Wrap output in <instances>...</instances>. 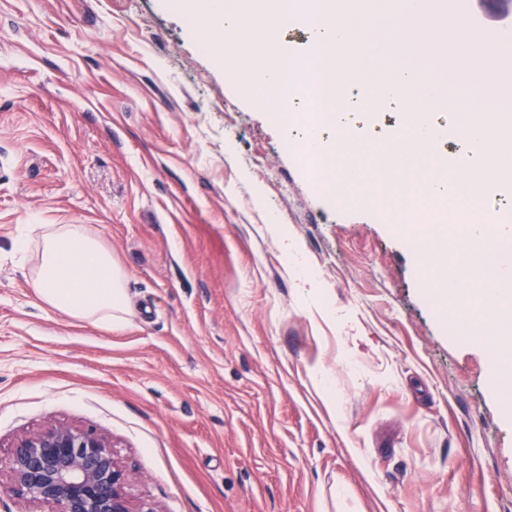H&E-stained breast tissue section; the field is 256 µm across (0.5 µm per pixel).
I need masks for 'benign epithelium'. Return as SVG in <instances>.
Segmentation results:
<instances>
[{"label": "benign epithelium", "instance_id": "benign-epithelium-1", "mask_svg": "<svg viewBox=\"0 0 512 512\" xmlns=\"http://www.w3.org/2000/svg\"><path fill=\"white\" fill-rule=\"evenodd\" d=\"M11 492L48 512H157L135 508L132 475L102 434L51 425L26 434L0 459Z\"/></svg>", "mask_w": 512, "mask_h": 512}]
</instances>
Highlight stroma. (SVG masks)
<instances>
[{
    "mask_svg": "<svg viewBox=\"0 0 512 512\" xmlns=\"http://www.w3.org/2000/svg\"><path fill=\"white\" fill-rule=\"evenodd\" d=\"M419 21L362 36L418 70ZM160 0H0V454L50 424L107 436L159 512H512L490 345L425 292L380 209L319 195L271 114ZM464 126L484 99L448 57ZM512 129V90L484 99ZM38 224H83L127 275L110 332L42 305Z\"/></svg>",
    "mask_w": 512,
    "mask_h": 512,
    "instance_id": "1",
    "label": "stroma"
}]
</instances>
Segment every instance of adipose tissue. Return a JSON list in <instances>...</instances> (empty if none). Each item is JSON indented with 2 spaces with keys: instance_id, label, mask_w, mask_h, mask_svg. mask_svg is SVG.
<instances>
[{
  "instance_id": "ef3b65f1",
  "label": "adipose tissue",
  "mask_w": 512,
  "mask_h": 512,
  "mask_svg": "<svg viewBox=\"0 0 512 512\" xmlns=\"http://www.w3.org/2000/svg\"><path fill=\"white\" fill-rule=\"evenodd\" d=\"M126 274L82 224H47L30 284L45 306L107 329L123 328Z\"/></svg>"
}]
</instances>
